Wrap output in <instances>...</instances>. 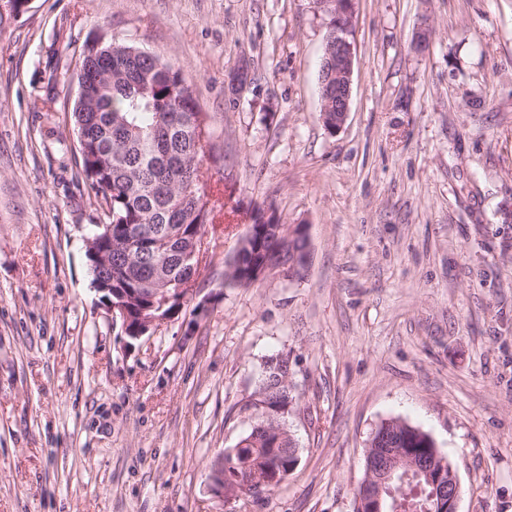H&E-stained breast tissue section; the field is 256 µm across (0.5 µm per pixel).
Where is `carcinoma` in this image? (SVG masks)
<instances>
[{"mask_svg":"<svg viewBox=\"0 0 512 512\" xmlns=\"http://www.w3.org/2000/svg\"><path fill=\"white\" fill-rule=\"evenodd\" d=\"M112 48V75L106 65L87 74L101 90L86 112L72 113L82 172L95 196L107 203L105 222L94 234L99 250L110 253L111 265L89 269L91 280H112L132 300L129 314L138 318L150 308L153 289L174 290L192 279L188 259L198 229L214 223L218 198L205 164L214 159L210 116L201 111L194 84L180 69L158 57L141 55L125 43ZM253 246L272 247L265 221L254 215ZM287 370L282 355L269 358L258 391L277 385L271 406L296 404L278 378ZM224 457V482L252 477L256 481L292 472L288 456L273 449L276 435L250 440ZM398 495L402 512H426L430 487L423 478L407 481Z\"/></svg>","mask_w":512,"mask_h":512,"instance_id":"carcinoma-1","label":"carcinoma"}]
</instances>
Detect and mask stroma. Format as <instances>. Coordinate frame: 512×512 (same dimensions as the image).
I'll use <instances>...</instances> for the list:
<instances>
[{
    "label": "stroma",
    "mask_w": 512,
    "mask_h": 512,
    "mask_svg": "<svg viewBox=\"0 0 512 512\" xmlns=\"http://www.w3.org/2000/svg\"><path fill=\"white\" fill-rule=\"evenodd\" d=\"M102 31L193 79L224 192L196 298L136 341L85 255L71 111ZM326 32L313 0H30L0 28V512H354L389 419L452 462L459 512H512V0H357L333 135ZM257 208L306 225L307 267L226 284ZM278 353L299 464L214 497Z\"/></svg>",
    "instance_id": "stroma-1"
}]
</instances>
